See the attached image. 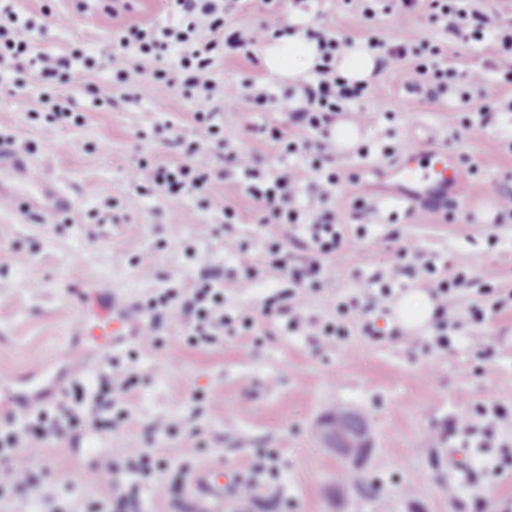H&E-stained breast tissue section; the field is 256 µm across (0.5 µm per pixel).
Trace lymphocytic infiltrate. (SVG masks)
I'll return each mask as SVG.
<instances>
[{
	"label": "lymphocytic infiltrate",
	"mask_w": 512,
	"mask_h": 512,
	"mask_svg": "<svg viewBox=\"0 0 512 512\" xmlns=\"http://www.w3.org/2000/svg\"><path fill=\"white\" fill-rule=\"evenodd\" d=\"M17 0H0V67L19 72L25 84L69 80L73 61L62 55L36 50L24 38L30 27L16 5ZM172 20L166 24H130L113 30L107 45L98 56L82 58L86 70L99 67L110 69L111 82L91 84L87 92L94 103H111L114 87L135 89L147 79L161 80L177 95L192 98L196 103L194 119L208 126L211 142L208 146H189L185 158L173 165L138 163L129 172L136 187H152L169 198L207 195L210 206L222 216L233 217L224 196L211 192L218 173L212 165L215 154H223L227 163L241 174L234 189L244 191L257 205L264 222L296 224L301 219L297 198L301 172L293 166L262 171L257 155L247 150L229 147L213 124L217 104L236 99L237 90L221 88L215 78V65L224 52L250 54L261 41L274 37L269 21L263 20L242 30L226 25L224 17L239 8V0H166ZM395 10L410 13L428 10L433 22H451L455 32L469 40L492 39L496 47L494 69L506 82H512V25L506 24L493 10L475 11L469 0H393ZM307 38L316 41L319 61L313 69L314 83L303 90V101L293 110L295 124L316 132L313 148L318 156L331 159L336 145L329 132L338 112L345 105L361 99L370 86L348 84L336 73V55L349 45L347 37L335 30L314 26L306 31ZM370 49L380 51L393 68L406 70L411 86L429 82L447 86L454 79V70L439 62V47L420 52L414 40L389 43L372 36ZM312 257L305 267L294 271L295 280H317L322 273V257L340 249L343 238L336 227V218L326 213L316 217L310 227ZM436 301L432 317L435 343L448 348L449 332L458 323V297L447 282L432 283ZM224 284L220 278L206 281L194 290L191 300H180L177 293H164L158 304L174 318L190 326L193 343L209 344L214 338L232 331L233 322L224 314ZM136 384L134 376L112 370L103 382L101 399L90 413L79 414L75 405L82 402L84 390L72 384L62 392L53 410L30 411L14 421L12 428L0 435V461L5 462L15 484L28 488L37 483L35 468L43 459L52 440L67 435L78 427L98 432L112 427V399L130 393Z\"/></svg>",
	"instance_id": "f902f5d3"
}]
</instances>
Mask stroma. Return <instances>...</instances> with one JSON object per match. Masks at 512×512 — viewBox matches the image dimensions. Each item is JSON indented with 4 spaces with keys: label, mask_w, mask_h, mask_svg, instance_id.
Returning <instances> with one entry per match:
<instances>
[{
    "label": "stroma",
    "mask_w": 512,
    "mask_h": 512,
    "mask_svg": "<svg viewBox=\"0 0 512 512\" xmlns=\"http://www.w3.org/2000/svg\"><path fill=\"white\" fill-rule=\"evenodd\" d=\"M298 6L311 24L354 40L414 37L440 45L442 64L457 73L446 92L431 84L411 88L403 73L381 69L373 91L338 116L356 123L358 139L323 163V170L341 175L325 200L314 154L274 149L258 131L275 125L294 133L299 84L271 77L258 57L228 53L217 60L220 84L238 88L250 79L275 94L260 112L243 98L225 104L217 121L232 147L259 154L268 165L301 170L304 223L298 227L261 222L249 197L226 193L219 181L214 192L226 194L235 212L227 221L205 196L171 199L131 184L132 164L176 163L186 143L208 139L194 120V102L164 83L116 90L112 104L99 106L81 88L111 81L109 70L76 67L70 83L21 92L14 89L19 73L0 72V142L61 178L84 217L69 224L0 207V373L11 378L0 385V400L32 401L29 376L36 370L53 375L57 388L69 386L71 376L58 361L64 351L84 362L87 389L110 365L138 379L131 393L115 399L111 431L82 427L52 442L37 469L38 495L18 488L0 468V512H86L91 504L109 512L106 489L90 483L87 471L102 453L123 460L134 438L148 458L172 467L187 461L197 471L221 463L257 476L261 488L250 512H474L479 498L485 512H512V476L492 473L512 464V426L484 412L495 403L512 409V217L498 206L500 192L512 189V84L490 70L487 45L462 40L426 12H379L368 20L343 0H285L278 24ZM20 7L33 21L32 45L65 56L97 54L113 28L168 21L162 0H128L115 12L102 0H91L84 11L78 0H22ZM475 69L486 75V99L465 108L464 75ZM47 92L72 97L79 121L48 123ZM484 103L494 109L491 122L471 128ZM177 131L183 142L174 141ZM427 139L460 162L468 192L438 209L410 212L388 199L384 173L397 160L392 146ZM327 209L346 242L323 258L320 282L305 289L308 323L291 331L286 310L297 286L275 262L283 253L293 265L306 260L305 223ZM179 212L190 214L189 223H176ZM102 224L108 235L99 234ZM404 245L411 250L399 278L404 293L425 289L431 262L457 281L460 320L449 348L436 345L430 328L412 348L394 338L391 309L370 314L384 333L380 340L362 335L357 312L340 311L349 299L364 303L378 295ZM242 248L255 273L245 290L237 286L234 259ZM214 273L224 279V313L234 321V335L198 346L183 324L166 317L153 349L141 350L127 337L111 346L107 364L93 341L73 335L77 322L98 324L101 284L145 307L170 289L187 297ZM271 298L279 308L273 316L263 311ZM475 307L484 311L482 322L470 316ZM339 323L347 335L323 344L322 328ZM336 405L369 422L371 450L360 465L341 461L316 435L319 420ZM458 416L465 419L462 431L449 433V420ZM163 421L171 429H160ZM262 448L267 458L259 457ZM458 459L469 464L461 481L453 474Z\"/></svg>",
    "instance_id": "stroma-1"
}]
</instances>
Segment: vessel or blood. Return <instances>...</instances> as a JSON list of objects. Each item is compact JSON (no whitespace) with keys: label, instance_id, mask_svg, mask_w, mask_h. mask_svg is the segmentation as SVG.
<instances>
[{"label":"vessel or blood","instance_id":"obj_1","mask_svg":"<svg viewBox=\"0 0 512 512\" xmlns=\"http://www.w3.org/2000/svg\"><path fill=\"white\" fill-rule=\"evenodd\" d=\"M0 159L17 180L13 187L0 183V205L57 216L72 212L73 203L60 179L36 173L24 155L6 151L0 153ZM390 175L397 187L395 198L399 201L444 200L460 196L465 186L461 166L441 148L407 150ZM131 308V302L126 299L113 303L111 319L89 329V337L105 346L115 337L138 335L139 326L129 316ZM237 480V473L225 472L220 465L199 470L191 479L192 512H224V500L234 493Z\"/></svg>","mask_w":512,"mask_h":512}]
</instances>
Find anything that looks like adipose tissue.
I'll return each mask as SVG.
<instances>
[{
    "mask_svg": "<svg viewBox=\"0 0 512 512\" xmlns=\"http://www.w3.org/2000/svg\"><path fill=\"white\" fill-rule=\"evenodd\" d=\"M260 54L269 75L291 80H310L318 61L315 42L300 33L285 34L261 44ZM381 55L361 41L352 42L336 59V72L343 80L364 84L380 69Z\"/></svg>",
    "mask_w": 512,
    "mask_h": 512,
    "instance_id": "adipose-tissue-1",
    "label": "adipose tissue"
}]
</instances>
